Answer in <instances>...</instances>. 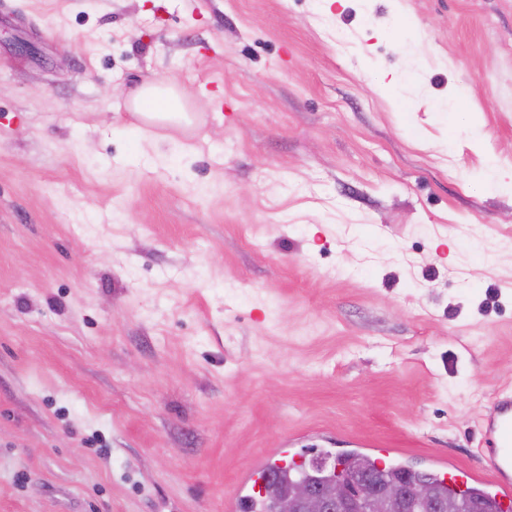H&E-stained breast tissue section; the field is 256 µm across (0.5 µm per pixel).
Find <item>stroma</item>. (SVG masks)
Wrapping results in <instances>:
<instances>
[{"instance_id":"obj_1","label":"stroma","mask_w":512,"mask_h":512,"mask_svg":"<svg viewBox=\"0 0 512 512\" xmlns=\"http://www.w3.org/2000/svg\"><path fill=\"white\" fill-rule=\"evenodd\" d=\"M506 391L512 0H0V512L474 473ZM144 112V117L152 122L177 121L184 115L183 102L179 92L171 85L150 83L137 96Z\"/></svg>"}]
</instances>
